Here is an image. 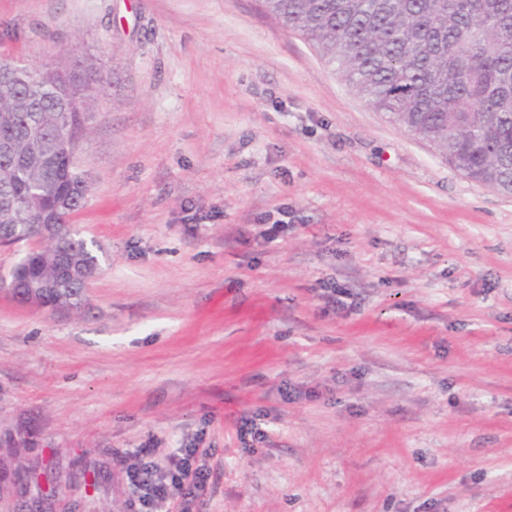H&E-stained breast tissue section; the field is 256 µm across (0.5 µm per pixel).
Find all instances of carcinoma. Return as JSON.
<instances>
[{
  "label": "carcinoma",
  "instance_id": "1",
  "mask_svg": "<svg viewBox=\"0 0 512 512\" xmlns=\"http://www.w3.org/2000/svg\"><path fill=\"white\" fill-rule=\"evenodd\" d=\"M266 11L310 41L337 73L376 109L431 143L464 176L512 195V0H264ZM0 54V141H39L48 153L5 160L0 179V243H26L40 214L53 224V242L29 251L0 288L16 299L41 291L52 310L85 309L86 284L63 270H97L99 256L68 219L85 195L73 153L61 139L67 126L89 121L105 82L100 59L64 62L59 79L40 83L25 71H7ZM63 194L73 207L53 205Z\"/></svg>",
  "mask_w": 512,
  "mask_h": 512
}]
</instances>
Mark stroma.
I'll return each mask as SVG.
<instances>
[{"mask_svg": "<svg viewBox=\"0 0 512 512\" xmlns=\"http://www.w3.org/2000/svg\"><path fill=\"white\" fill-rule=\"evenodd\" d=\"M1 50L109 86L73 157L89 312L0 292V512H146L152 442L197 450L185 512H512V195L263 0H0Z\"/></svg>", "mask_w": 512, "mask_h": 512, "instance_id": "stroma-1", "label": "stroma"}]
</instances>
